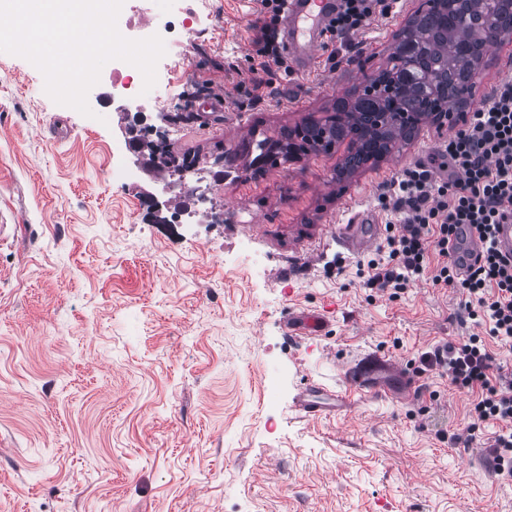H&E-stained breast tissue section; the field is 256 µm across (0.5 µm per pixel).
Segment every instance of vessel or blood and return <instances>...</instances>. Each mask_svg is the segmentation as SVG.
I'll return each mask as SVG.
<instances>
[{"label": "vessel or blood", "instance_id": "b4317fda", "mask_svg": "<svg viewBox=\"0 0 512 512\" xmlns=\"http://www.w3.org/2000/svg\"><path fill=\"white\" fill-rule=\"evenodd\" d=\"M336 15V0H287L280 31L285 51L293 58L299 71H307L314 64L331 20ZM383 227L375 223L371 213L360 211L350 223L337 225L332 234L337 246L354 254L372 249L380 239ZM482 244L470 229H463L458 240L451 242L449 252L460 268H467L479 256ZM389 375L414 391L416 382L404 366L392 359L369 356L359 360L345 371L347 387L342 391L311 390L299 400V409L305 417L316 419L334 410L349 408L355 396L376 394L389 396V389L379 384L382 375Z\"/></svg>", "mask_w": 512, "mask_h": 512}]
</instances>
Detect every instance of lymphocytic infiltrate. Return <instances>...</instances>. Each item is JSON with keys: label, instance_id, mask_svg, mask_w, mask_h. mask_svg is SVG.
Wrapping results in <instances>:
<instances>
[{"label": "lymphocytic infiltrate", "instance_id": "lymphocytic-infiltrate-1", "mask_svg": "<svg viewBox=\"0 0 512 512\" xmlns=\"http://www.w3.org/2000/svg\"><path fill=\"white\" fill-rule=\"evenodd\" d=\"M378 0H342L328 29L327 43L369 25ZM255 28L257 56L284 63L278 29L285 0H262ZM437 157L447 160L449 177L436 176L419 162L393 179L382 200L397 217L368 260L363 284L401 292L419 280L459 288L469 318L487 330L461 342L443 341L424 352L427 371L447 376L460 390L478 392L471 410V430L497 427L486 453L496 474L512 477V370L505 369L487 339L512 348V258L495 247L497 225L512 221V79L494 89L489 102L475 109L464 129L442 141ZM475 229L483 242L478 263L459 270L448 252L461 227Z\"/></svg>", "mask_w": 512, "mask_h": 512}]
</instances>
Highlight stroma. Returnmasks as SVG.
<instances>
[{"instance_id": "1", "label": "stroma", "mask_w": 512, "mask_h": 512, "mask_svg": "<svg viewBox=\"0 0 512 512\" xmlns=\"http://www.w3.org/2000/svg\"><path fill=\"white\" fill-rule=\"evenodd\" d=\"M161 58L171 95L124 94L175 156L215 158L249 135L332 112L385 67L418 8L320 50L309 72L253 53L261 0H211ZM268 68L260 92L250 71ZM512 77V43L486 55L473 106ZM120 113L89 126L44 91L28 60L0 52V512H512V480L469 432L474 394L418 374L419 357L480 328L459 290L363 287L334 225L429 161L459 126L421 124L407 144L336 183L349 142L297 164L232 173L209 198L231 224H164L134 203ZM322 317L289 335V315ZM378 355L417 373L412 395L361 397L303 416L309 385L345 389L344 367Z\"/></svg>"}]
</instances>
